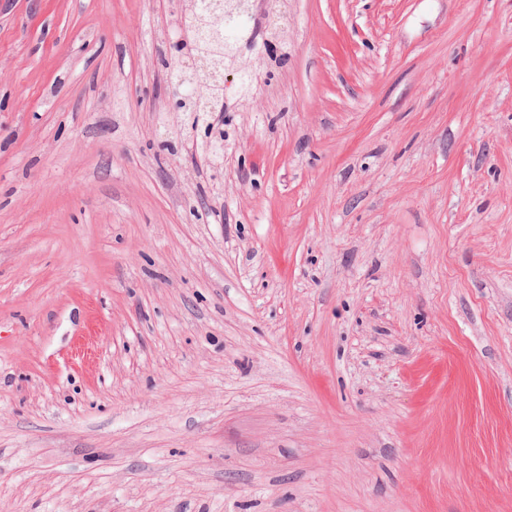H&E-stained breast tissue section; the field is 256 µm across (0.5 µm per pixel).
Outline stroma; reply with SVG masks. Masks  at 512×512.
<instances>
[{
  "label": "stroma",
  "instance_id": "1",
  "mask_svg": "<svg viewBox=\"0 0 512 512\" xmlns=\"http://www.w3.org/2000/svg\"><path fill=\"white\" fill-rule=\"evenodd\" d=\"M279 11L0 0V512H512V0ZM199 9H197V0H182L180 9V18L178 20V36L171 45L179 50L180 53L192 54L197 51L196 44V29L193 22L186 23L187 19L196 17L201 14L203 17L206 13L207 4L211 3L210 0H198ZM234 2V3H233ZM276 2H280L278 0H227L224 1V8L215 9L209 12L208 20L206 22L207 25L211 27L212 30H218L221 27H224L223 32L220 33V39L222 42L226 43H236L240 41L245 33L246 28L242 23L237 22V19L240 15L235 16L230 23L225 27L226 21L229 16L232 14L234 9L238 7H242L246 12H250V14H254L255 12L261 11L264 15L270 16L271 14L276 12ZM226 29H230V31L225 32ZM195 62V70H194V76L201 75L203 79L208 84L209 82L216 80L218 77L220 78L221 82V89L224 92V70H235L240 75L249 73L254 74L258 71H260L263 61V55L258 54L254 59H247L244 57L242 52V46L236 47V49L233 51L232 56L230 58V62L227 64L224 63L223 69L221 72H218V75L215 74L213 70L210 69L209 65L207 64L206 60L202 58L201 56L197 55L193 58ZM196 61L200 62L199 70L198 66L196 65Z\"/></svg>",
  "mask_w": 512,
  "mask_h": 512
}]
</instances>
